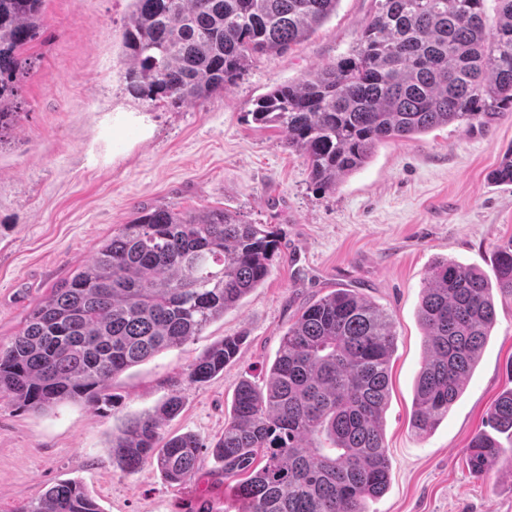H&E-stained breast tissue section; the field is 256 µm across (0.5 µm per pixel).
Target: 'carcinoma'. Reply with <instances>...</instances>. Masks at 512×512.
Listing matches in <instances>:
<instances>
[{"label":"carcinoma","mask_w":512,"mask_h":512,"mask_svg":"<svg viewBox=\"0 0 512 512\" xmlns=\"http://www.w3.org/2000/svg\"><path fill=\"white\" fill-rule=\"evenodd\" d=\"M340 0H131L123 33L129 91L151 102L203 100L236 82L257 58L282 54L336 13ZM355 49L294 83L277 85L251 111L306 158L311 182L334 190L379 145L451 124L488 128L512 109V0H375ZM42 0H0V136L18 109L21 51L43 27ZM491 180L512 184V152ZM277 234L232 210L202 214L157 205L106 240L91 261L35 307L0 345V394L25 410L108 401L125 371L200 335L268 277ZM512 295V245L499 251L495 283L452 260L425 279L418 318L426 358L414 385L411 430L430 434L465 389L495 325L492 288ZM238 337L205 352L187 378L224 371ZM392 316L338 288L307 305L283 334L264 387L239 383L224 436L211 447L224 478L238 477L241 512H367L390 483L384 443ZM169 396L112 435V464L131 474L152 462L171 483L193 479L203 444L161 435L180 413ZM490 430L467 448L472 473L512 468V388L488 413ZM15 512H102L73 481Z\"/></svg>","instance_id":"1"}]
</instances>
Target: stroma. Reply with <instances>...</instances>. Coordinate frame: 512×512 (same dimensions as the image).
Here are the masks:
<instances>
[{"label":"stroma","mask_w":512,"mask_h":512,"mask_svg":"<svg viewBox=\"0 0 512 512\" xmlns=\"http://www.w3.org/2000/svg\"><path fill=\"white\" fill-rule=\"evenodd\" d=\"M374 8L375 0H340L308 39L254 61L227 89L154 105L126 88L130 0H43L44 26L22 52L31 66L19 84L20 113L0 135V345L139 207H224L271 225L280 249L238 308L116 378L110 406L32 412L0 397V512L63 481L80 482L102 512H239L236 481L212 454L191 482L171 484L149 463L131 475L113 467L112 435L177 394L183 409L164 434L212 445L238 382L264 385L302 307L338 288L387 310L397 331L384 421L390 485L368 512H512V472L478 477L466 461L490 405L512 387L511 295L496 294L494 329L447 418L422 439L410 426L427 271L448 258L491 280L496 252L512 244V185L489 179L512 150V109L487 130L451 125L382 144L332 191L316 189L304 156L250 115L274 86L354 48ZM227 336L242 339L236 359L209 382L189 383L190 364Z\"/></svg>","instance_id":"35a3bbf8"}]
</instances>
